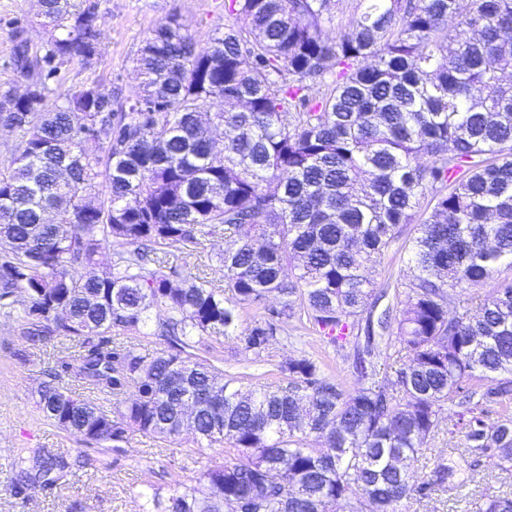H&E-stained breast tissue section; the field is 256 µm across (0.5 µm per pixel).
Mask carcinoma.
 I'll return each instance as SVG.
<instances>
[{"label": "carcinoma", "mask_w": 512, "mask_h": 512, "mask_svg": "<svg viewBox=\"0 0 512 512\" xmlns=\"http://www.w3.org/2000/svg\"><path fill=\"white\" fill-rule=\"evenodd\" d=\"M58 31L41 57L15 36L21 96L0 91V123L17 134L0 176V313L28 339L64 337L78 365L43 371V417L84 441L138 431L168 442L185 431L238 461L192 484L139 493V512H238L256 490L261 512H397L448 483L440 464L414 467L448 408L462 459L512 472V285L469 290L512 271V0H357L349 31L325 34L343 0H225L233 18L204 52L170 19L136 58L142 95L115 112L92 83L47 108L54 63L90 60L101 45L95 8L41 0ZM217 104L212 124L199 121ZM223 157L214 154L217 139ZM430 214L408 241L409 275L376 312L364 271L381 263L423 200ZM222 238L224 286L197 265H165ZM104 276H76L106 246ZM285 296L244 336L256 357L299 306L340 350L353 344L346 388L302 357L288 384L235 380L197 357L195 339L231 336L247 305ZM164 349L116 344L157 308ZM406 353L379 378L383 352ZM72 373L111 398L105 410L63 385ZM198 398L185 413L184 400ZM18 492L55 486L69 463L42 451L14 462ZM474 512H512L484 495Z\"/></svg>", "instance_id": "1"}]
</instances>
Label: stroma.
<instances>
[{
  "mask_svg": "<svg viewBox=\"0 0 512 512\" xmlns=\"http://www.w3.org/2000/svg\"><path fill=\"white\" fill-rule=\"evenodd\" d=\"M78 8L94 7L102 42L91 60L74 58L60 65L48 85L63 92L95 81L112 95L113 109L127 111L141 93L133 61L150 32L175 17L193 37L197 50H207L211 39L226 21L224 0H75ZM23 31L31 50L43 53L53 34L40 15L38 0H0V89L22 90L27 86L10 63L13 35ZM414 227H400L398 240L367 275L375 289L386 286L388 276L405 274L408 252L405 242ZM263 311L243 312L236 335L206 341L198 353L223 367L226 375L239 377L241 388L251 379L286 384L280 368L288 360L305 356L323 373L343 385L353 382L351 361L345 352L327 346L298 318H289L271 339L262 359L246 352L243 334ZM65 341L47 346L27 342L16 318L0 315V512H137L144 483L167 487L173 480L197 478L207 462L237 458L230 445L196 449L192 435L161 443L141 433L126 442H85L46 421L37 407V389L45 363L69 359ZM461 433L440 431L421 449L415 467L418 480L428 479L438 463L457 460ZM49 450L66 455L75 467L66 482L53 489L15 494L11 487L12 463L17 454L31 456ZM466 490L477 499L488 492L512 493V475L501 473L490 460H481L466 471Z\"/></svg>",
  "mask_w": 512,
  "mask_h": 512,
  "instance_id": "stroma-1",
  "label": "stroma"
}]
</instances>
